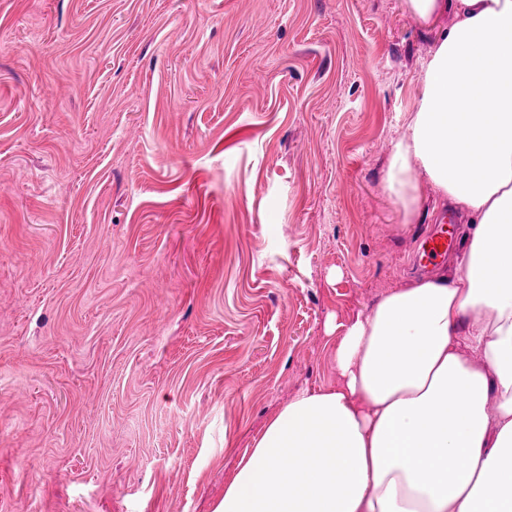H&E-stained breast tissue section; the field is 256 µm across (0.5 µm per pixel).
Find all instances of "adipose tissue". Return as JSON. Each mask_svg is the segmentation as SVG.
<instances>
[{
	"instance_id": "ef3b65f1",
	"label": "adipose tissue",
	"mask_w": 512,
	"mask_h": 512,
	"mask_svg": "<svg viewBox=\"0 0 512 512\" xmlns=\"http://www.w3.org/2000/svg\"><path fill=\"white\" fill-rule=\"evenodd\" d=\"M405 3L455 21L384 186L405 220L428 189L471 218L464 250L346 326L337 386L266 423L214 512H512V0Z\"/></svg>"
}]
</instances>
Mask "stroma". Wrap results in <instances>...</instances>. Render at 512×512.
I'll return each instance as SVG.
<instances>
[{"mask_svg":"<svg viewBox=\"0 0 512 512\" xmlns=\"http://www.w3.org/2000/svg\"><path fill=\"white\" fill-rule=\"evenodd\" d=\"M452 16L0 0V512H213L445 205L383 187Z\"/></svg>","mask_w":512,"mask_h":512,"instance_id":"35a3bbf8","label":"stroma"}]
</instances>
